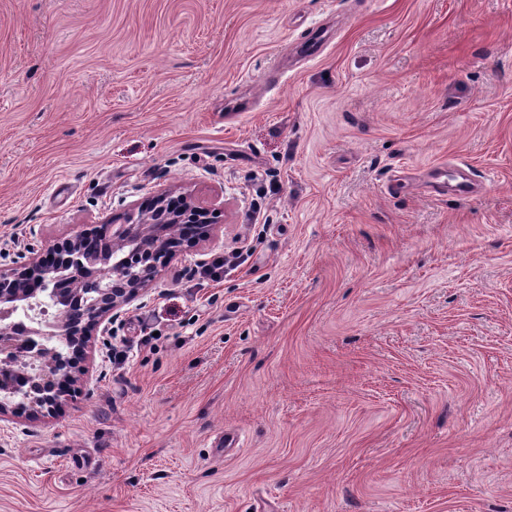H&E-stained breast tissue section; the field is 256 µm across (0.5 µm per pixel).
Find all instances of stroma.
Segmentation results:
<instances>
[{"label":"stroma","mask_w":512,"mask_h":512,"mask_svg":"<svg viewBox=\"0 0 512 512\" xmlns=\"http://www.w3.org/2000/svg\"><path fill=\"white\" fill-rule=\"evenodd\" d=\"M164 190L0 512H512V0H0V269Z\"/></svg>","instance_id":"obj_1"}]
</instances>
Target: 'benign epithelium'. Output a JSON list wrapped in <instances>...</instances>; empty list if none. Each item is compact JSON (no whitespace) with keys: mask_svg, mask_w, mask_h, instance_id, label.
Segmentation results:
<instances>
[{"mask_svg":"<svg viewBox=\"0 0 512 512\" xmlns=\"http://www.w3.org/2000/svg\"><path fill=\"white\" fill-rule=\"evenodd\" d=\"M180 199L158 194L93 234L30 246L0 271V354L27 355L22 364H0V420L51 416L78 390L76 361L147 293L172 256V225H193L190 239L210 235L209 212Z\"/></svg>","mask_w":512,"mask_h":512,"instance_id":"7a95c632","label":"benign epithelium"}]
</instances>
